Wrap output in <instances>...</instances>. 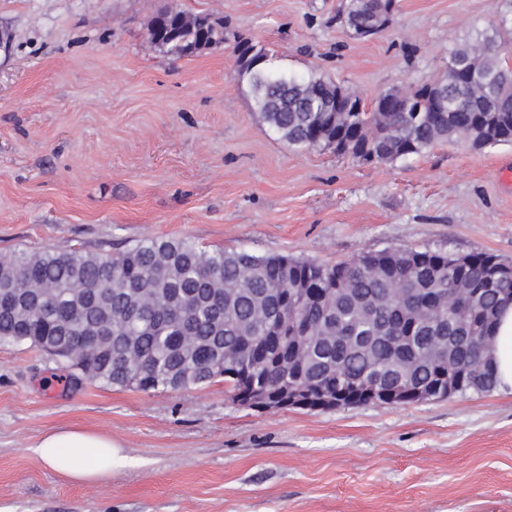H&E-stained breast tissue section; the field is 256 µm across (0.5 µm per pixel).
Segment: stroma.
<instances>
[{
	"instance_id": "obj_1",
	"label": "stroma",
	"mask_w": 512,
	"mask_h": 512,
	"mask_svg": "<svg viewBox=\"0 0 512 512\" xmlns=\"http://www.w3.org/2000/svg\"><path fill=\"white\" fill-rule=\"evenodd\" d=\"M342 0H0V254L187 238L335 263L413 247L512 263V145L394 164L294 151L253 110L232 45L173 58L162 9L223 19L300 77L365 101L433 79L448 39L512 0H398L368 41ZM0 342V512H512V395L254 410L223 383L142 392ZM111 436L125 462L71 481L47 432Z\"/></svg>"
}]
</instances>
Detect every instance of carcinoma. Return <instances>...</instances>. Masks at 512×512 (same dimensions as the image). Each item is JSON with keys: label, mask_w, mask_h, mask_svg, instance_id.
<instances>
[{"label": "carcinoma", "mask_w": 512, "mask_h": 512, "mask_svg": "<svg viewBox=\"0 0 512 512\" xmlns=\"http://www.w3.org/2000/svg\"><path fill=\"white\" fill-rule=\"evenodd\" d=\"M387 0H343L336 20L356 35ZM154 43L183 57L225 42L224 26L168 8L150 23ZM238 76L271 131L297 150L325 149L393 164L435 145L474 150L512 144V28L488 21L448 44L435 79L448 107L432 111L427 84L386 94L420 112H327L334 98L361 99L329 77L299 79L269 51L240 39ZM487 252L412 247L327 263L286 255L206 250L185 238L147 236L115 254L14 252L0 258V341L52 345L54 356L107 385L174 390L224 381L232 398L254 387L267 407L288 409V391L334 396L378 377L396 386H440L433 397L494 391L486 339L512 274ZM476 293L469 319L451 312L456 285Z\"/></svg>", "instance_id": "cac0c4a2"}]
</instances>
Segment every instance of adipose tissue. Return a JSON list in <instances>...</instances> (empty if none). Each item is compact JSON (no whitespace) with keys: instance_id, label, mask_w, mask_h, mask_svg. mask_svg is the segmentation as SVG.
Wrapping results in <instances>:
<instances>
[{"instance_id":"1","label":"adipose tissue","mask_w":512,"mask_h":512,"mask_svg":"<svg viewBox=\"0 0 512 512\" xmlns=\"http://www.w3.org/2000/svg\"><path fill=\"white\" fill-rule=\"evenodd\" d=\"M489 361L500 391L512 394V301L506 303L488 340ZM50 468L82 482L107 478L123 458L121 445L111 437L64 427L45 434L32 447Z\"/></svg>"}]
</instances>
